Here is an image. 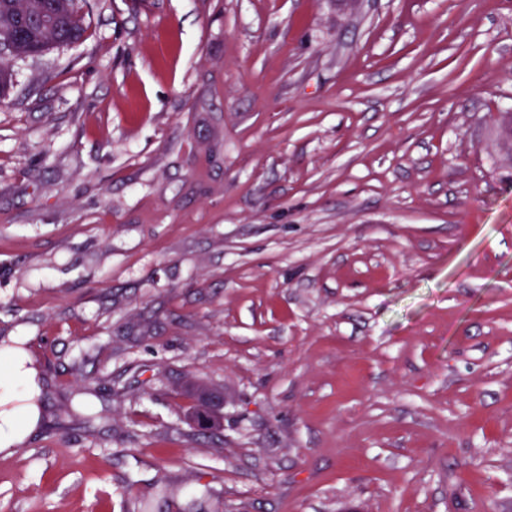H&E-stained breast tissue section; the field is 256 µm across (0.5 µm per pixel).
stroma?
<instances>
[{
	"mask_svg": "<svg viewBox=\"0 0 512 512\" xmlns=\"http://www.w3.org/2000/svg\"><path fill=\"white\" fill-rule=\"evenodd\" d=\"M83 13L0 97V512H512V0ZM29 363L28 359L20 350H11V371L5 380L1 379L0 383V406L2 403V391L6 398L10 394L9 382L17 380L25 383L30 390L36 388V373L33 368L28 367ZM27 407L0 410V450H8L20 438L23 432V416Z\"/></svg>",
	"mask_w": 512,
	"mask_h": 512,
	"instance_id": "stroma-1",
	"label": "stroma"
}]
</instances>
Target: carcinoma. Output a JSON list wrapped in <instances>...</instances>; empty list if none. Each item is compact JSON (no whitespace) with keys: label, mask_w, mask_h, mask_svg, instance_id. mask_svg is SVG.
<instances>
[{"label":"carcinoma","mask_w":512,"mask_h":512,"mask_svg":"<svg viewBox=\"0 0 512 512\" xmlns=\"http://www.w3.org/2000/svg\"><path fill=\"white\" fill-rule=\"evenodd\" d=\"M80 0H0V36L22 29L14 55L27 56L33 46L46 50L79 41L87 26ZM498 146L512 159V113L504 112L498 123Z\"/></svg>","instance_id":"1"}]
</instances>
